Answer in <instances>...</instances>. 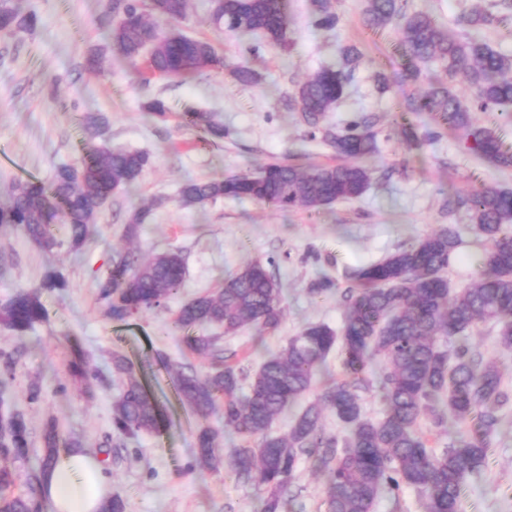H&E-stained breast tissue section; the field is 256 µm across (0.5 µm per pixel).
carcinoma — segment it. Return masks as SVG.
Instances as JSON below:
<instances>
[{
  "label": "carcinoma",
  "instance_id": "obj_1",
  "mask_svg": "<svg viewBox=\"0 0 512 512\" xmlns=\"http://www.w3.org/2000/svg\"><path fill=\"white\" fill-rule=\"evenodd\" d=\"M0 0V31H31L36 15H21ZM188 0H113L114 22L109 39L113 49L142 79L149 75L188 78L205 69L226 68L224 58L207 41L166 31L161 23L182 18ZM312 25L336 28L339 17L332 0H309ZM367 22L380 26L396 21L402 32L401 68L393 76L376 74L381 92L391 83L412 82L415 93L406 108L431 113L437 125L462 132L469 148L496 167L512 166V151L496 132L475 122L474 112L512 116V54L493 49L481 30L497 21L475 5L466 17L472 29L467 38L448 33L423 10H410L408 0H368ZM213 24L235 35H261L267 42L289 49L288 0H223L212 12ZM361 55L354 47L339 53L297 85L290 107L311 128L310 137L349 159L337 165L302 170L295 165L268 163L255 173L228 176L220 181H188L179 190L184 206H203L221 198H248L278 210L303 206L318 210L342 200L361 197L370 185L369 158L377 151L375 121L363 117L335 131L319 126L320 118L348 94ZM436 62L448 82L423 74L420 64ZM460 79L472 90L463 102L452 82ZM202 139L224 137L223 126L199 112L186 114ZM406 140L416 149L431 143L437 132L423 133L410 126ZM141 151L89 145L87 159L77 167L56 170L46 185L38 180L13 183L0 201V229L23 231L46 251L68 246L72 251L87 242L106 201L115 193H129L150 165ZM448 207H465L475 224L483 272L461 288L448 279L451 256L459 237L451 229L420 237L383 260L355 270L354 285L344 294L345 316L340 328L324 323L307 325L277 352L263 355L258 369L243 387V371L224 355L219 336L192 331L221 326L234 335L246 326L263 335L277 330L283 319L280 281L260 262H254L224 281L223 288L186 301L174 320L186 347L209 358L204 376L190 366L176 368L181 401L207 417L217 401L224 403V431L254 438V448L234 450V471L254 481L264 492L256 512H284L288 491L300 458L307 457L327 474L326 512H373L383 488L416 490L424 512H459L463 481L480 472L494 435L500 411L512 403V392L492 362L466 342L478 325L493 322L498 342L512 349V191L485 187L467 197L448 196ZM151 208L133 206L125 232L139 235ZM68 235L57 237L54 220ZM185 264L176 251L144 258L133 251L117 255L97 281L98 298L109 320L127 321L162 307L184 287ZM67 287L65 277L49 271L34 286L17 290L0 305V327L21 337L47 317L43 294ZM338 351L345 370L342 380H329L316 401L296 415L284 436L270 432L275 418L309 391L332 351ZM377 368L383 417L375 421L364 412L361 388L369 387L365 373ZM80 381L91 376L84 355L76 352L68 363ZM112 373L124 379L112 407L114 430L124 437L158 433L164 413L135 376L131 362L112 355ZM330 410L345 429L343 438L325 431L324 410ZM424 416L438 429L448 421L465 426L460 439L440 450L418 431ZM30 429L25 413L0 418V459L28 455ZM218 430L202 424L196 432V457L213 470L223 466ZM66 442L55 420L43 429V453L30 482L38 483ZM19 476L0 466V512H43L41 500L14 494Z\"/></svg>",
  "mask_w": 512,
  "mask_h": 512
}]
</instances>
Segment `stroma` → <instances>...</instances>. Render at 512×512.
Masks as SVG:
<instances>
[{"instance_id":"stroma-1","label":"stroma","mask_w":512,"mask_h":512,"mask_svg":"<svg viewBox=\"0 0 512 512\" xmlns=\"http://www.w3.org/2000/svg\"><path fill=\"white\" fill-rule=\"evenodd\" d=\"M482 2L498 21L483 30L494 49L512 53V10L500 0H414L445 30L466 34L464 19ZM24 14H35L34 31L0 32V198L18 180L50 182L61 166H79L85 157L82 117H101L105 144L148 152L151 164L131 194L112 196L79 253L61 248L45 251L23 233L0 236V250L14 265L0 274V304L17 289L39 284L50 268L68 281L64 291L47 293L48 317L25 336L0 329V364L10 363L8 390L0 395V417L26 413L30 427L27 460L16 470L29 473L42 453V429L56 418L69 439L80 440L92 453H104L112 491L126 512H255L260 495L255 483L238 478L230 465L212 471L194 453L201 422L223 426L221 412L200 420L178 399L166 363L209 369L208 359L193 355L171 322L183 300L221 288L227 275L247 264H269L280 280L285 312L279 329L265 344L277 349L310 323L339 328L344 318L341 293L352 272L377 262L423 235L454 229L462 244L449 277L463 284L480 276L482 267L471 244L466 209L448 210L447 194L466 196L486 186L512 190V166L495 167L467 149L459 133L441 128L439 138L423 149L408 145L401 130L431 127L428 113L403 115L407 85L377 90L376 73L398 67L400 30L389 23L373 30L364 23L367 0H333L339 16L334 31L312 27L308 0H290L292 50L234 37L210 20L211 0H189L175 26L182 33L209 40L227 64L249 66L257 81L241 83L225 71H204L194 79L158 76L142 82L113 49L112 0H11ZM362 54L348 95L322 123L342 128L354 118L378 119V153L372 180L358 199L313 211L304 207L276 210L253 200L224 199L202 208L182 206L185 181H208L250 172L267 163L302 168L333 165V150L308 136L300 113L286 102L297 84L319 68L335 63L342 46ZM105 57V69L88 70L89 54ZM151 98L162 99L169 112L157 121L141 109ZM189 112H202L224 127L221 140L205 144L198 128L187 123ZM158 200L144 231L127 240L125 224L132 205ZM135 251L148 256L179 251L186 267L179 298L125 322L108 320L98 302L96 283L116 254ZM333 287L321 294L311 288L322 277ZM471 343L496 362L505 385L512 387V350L497 341L493 324L478 326ZM88 353L99 377L90 384L75 381L68 362L75 349ZM120 353L154 398L164 407L169 427L159 435L117 437L112 428V401L121 383L112 374V355ZM40 397L27 399L31 383ZM327 476L300 460L290 486L297 512H325ZM461 512H512V406L502 412L501 428L481 472L462 486Z\"/></svg>"}]
</instances>
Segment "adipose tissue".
<instances>
[{"mask_svg": "<svg viewBox=\"0 0 512 512\" xmlns=\"http://www.w3.org/2000/svg\"><path fill=\"white\" fill-rule=\"evenodd\" d=\"M111 495L112 480L105 465L80 448L60 450L41 480L46 512H100Z\"/></svg>", "mask_w": 512, "mask_h": 512, "instance_id": "1", "label": "adipose tissue"}]
</instances>
